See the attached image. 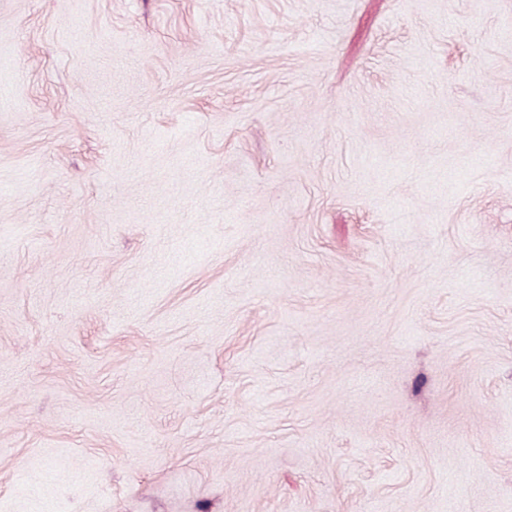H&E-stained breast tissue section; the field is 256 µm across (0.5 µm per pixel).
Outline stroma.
<instances>
[{
	"mask_svg": "<svg viewBox=\"0 0 512 512\" xmlns=\"http://www.w3.org/2000/svg\"><path fill=\"white\" fill-rule=\"evenodd\" d=\"M0 512H512V0H0Z\"/></svg>",
	"mask_w": 512,
	"mask_h": 512,
	"instance_id": "stroma-1",
	"label": "stroma"
}]
</instances>
